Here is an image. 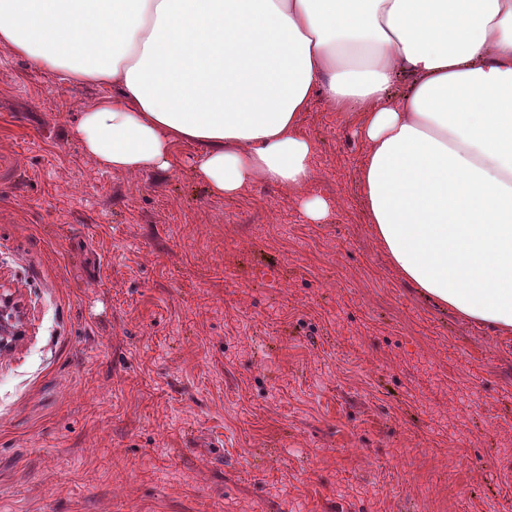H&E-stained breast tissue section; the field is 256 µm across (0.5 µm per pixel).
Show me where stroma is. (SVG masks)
Returning a JSON list of instances; mask_svg holds the SVG:
<instances>
[{"mask_svg":"<svg viewBox=\"0 0 512 512\" xmlns=\"http://www.w3.org/2000/svg\"><path fill=\"white\" fill-rule=\"evenodd\" d=\"M111 87L0 48V512H512V335L384 256L358 111L314 102L288 190L107 170L76 133ZM22 328L12 299L0 292V354L13 349L22 339Z\"/></svg>","mask_w":512,"mask_h":512,"instance_id":"obj_1","label":"stroma"}]
</instances>
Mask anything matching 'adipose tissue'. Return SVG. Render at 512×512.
Instances as JSON below:
<instances>
[{"label":"adipose tissue","instance_id":"adipose-tissue-1","mask_svg":"<svg viewBox=\"0 0 512 512\" xmlns=\"http://www.w3.org/2000/svg\"><path fill=\"white\" fill-rule=\"evenodd\" d=\"M0 47L117 87L77 127L101 166L168 172L189 145L212 195L285 187L313 223L336 202L307 193L302 116L317 96L358 107L360 190L391 265L512 334V0H0Z\"/></svg>","mask_w":512,"mask_h":512}]
</instances>
